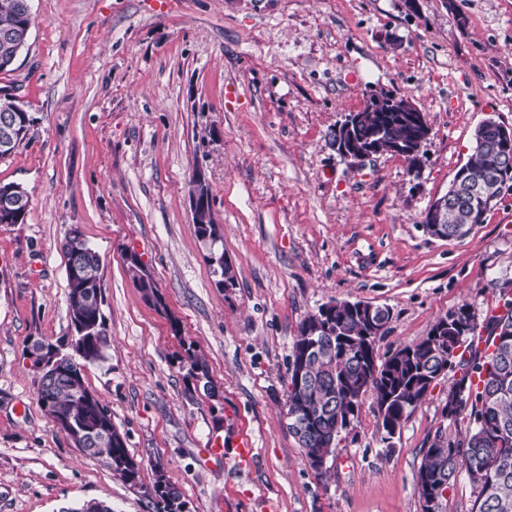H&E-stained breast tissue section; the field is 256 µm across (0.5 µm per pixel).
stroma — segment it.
<instances>
[{
	"mask_svg": "<svg viewBox=\"0 0 512 512\" xmlns=\"http://www.w3.org/2000/svg\"><path fill=\"white\" fill-rule=\"evenodd\" d=\"M33 25L0 88L34 113L0 158L29 196L0 226V512L88 501L154 512L84 456L36 396L29 352L71 336L62 245L79 225L101 259L112 345L84 369L127 449L190 512H421L415 478L435 432L457 436L445 373L385 441L372 395L316 474L288 430V361L303 319L334 300L390 308V352L469 304L485 325L512 279V194L456 239L422 226L472 154L477 126L512 128V0H31ZM409 97L423 166L341 158L330 134L371 94ZM210 186L234 288L215 287L190 181ZM135 252L162 304L128 271ZM192 346L214 396L191 391ZM221 437V457L205 456ZM250 438L256 455L239 467Z\"/></svg>",
	"mask_w": 512,
	"mask_h": 512,
	"instance_id": "1",
	"label": "stroma"
}]
</instances>
